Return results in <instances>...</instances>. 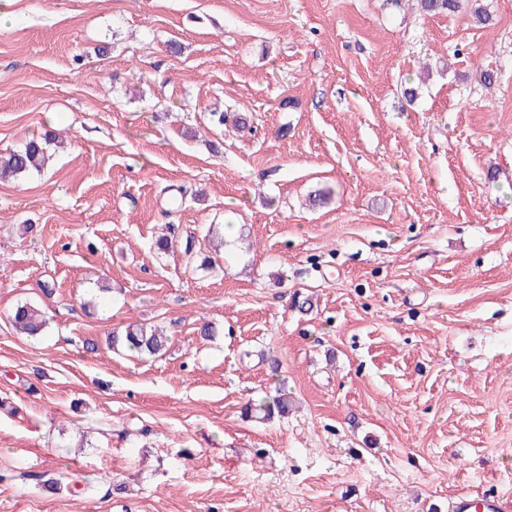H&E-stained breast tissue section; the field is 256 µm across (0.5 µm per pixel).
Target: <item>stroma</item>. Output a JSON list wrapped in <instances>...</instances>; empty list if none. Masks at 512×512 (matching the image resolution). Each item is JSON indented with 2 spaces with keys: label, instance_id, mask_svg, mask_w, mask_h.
<instances>
[{
  "label": "stroma",
  "instance_id": "obj_1",
  "mask_svg": "<svg viewBox=\"0 0 512 512\" xmlns=\"http://www.w3.org/2000/svg\"><path fill=\"white\" fill-rule=\"evenodd\" d=\"M483 2L486 26L416 0H5L0 153L65 145L0 181V512L512 496V0ZM24 300L44 336L14 331ZM131 323L166 352L113 353ZM282 382L287 416L244 417Z\"/></svg>",
  "mask_w": 512,
  "mask_h": 512
}]
</instances>
